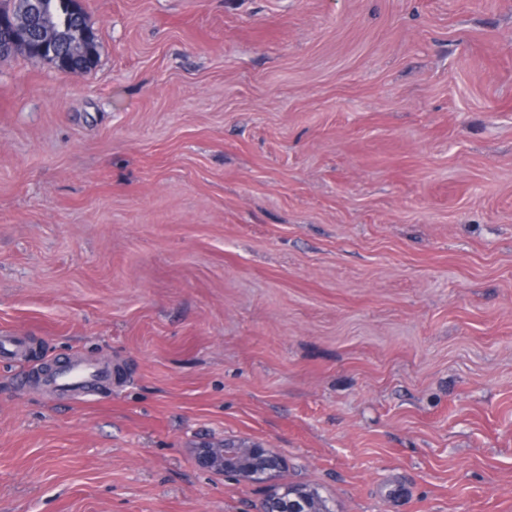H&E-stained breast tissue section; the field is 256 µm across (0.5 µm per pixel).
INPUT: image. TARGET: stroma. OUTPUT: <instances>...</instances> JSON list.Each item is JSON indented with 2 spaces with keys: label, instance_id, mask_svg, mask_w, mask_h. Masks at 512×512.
Returning a JSON list of instances; mask_svg holds the SVG:
<instances>
[{
  "label": "stroma",
  "instance_id": "35a3bbf8",
  "mask_svg": "<svg viewBox=\"0 0 512 512\" xmlns=\"http://www.w3.org/2000/svg\"><path fill=\"white\" fill-rule=\"evenodd\" d=\"M0 60V512H512V0H84ZM80 353L112 388L20 383ZM90 51L87 49L83 50L81 48H77L72 50L67 48H59L56 51V59L55 66L59 67V61L61 60L67 66H69L72 71L76 70H91L96 63L97 53H96V44L95 37L94 40L90 41ZM26 356V343L20 336H0V357L2 361L24 359ZM196 456L201 467L244 483L270 479L282 465L279 454L260 443L224 444V448L203 445L197 448ZM260 512H334L319 492L304 485H282L263 500Z\"/></svg>",
  "mask_w": 512,
  "mask_h": 512
}]
</instances>
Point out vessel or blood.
I'll return each mask as SVG.
<instances>
[{"mask_svg":"<svg viewBox=\"0 0 512 512\" xmlns=\"http://www.w3.org/2000/svg\"><path fill=\"white\" fill-rule=\"evenodd\" d=\"M26 343L19 336H0V359H24ZM112 382V369L103 363H94L82 357H72L47 369L39 378L42 388L64 397L83 398L93 388Z\"/></svg>","mask_w":512,"mask_h":512,"instance_id":"vessel-or-blood-1","label":"vessel or blood"}]
</instances>
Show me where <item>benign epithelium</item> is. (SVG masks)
<instances>
[{
	"label": "benign epithelium",
	"mask_w": 512,
	"mask_h": 512,
	"mask_svg": "<svg viewBox=\"0 0 512 512\" xmlns=\"http://www.w3.org/2000/svg\"><path fill=\"white\" fill-rule=\"evenodd\" d=\"M15 47L14 27L10 18L0 16V57ZM198 464L216 473L236 477L240 482L256 483L271 478L281 468L278 453L260 443L213 447L204 445L196 452ZM260 512H334L319 492L304 485H282L263 500Z\"/></svg>",
	"instance_id": "obj_1"
}]
</instances>
